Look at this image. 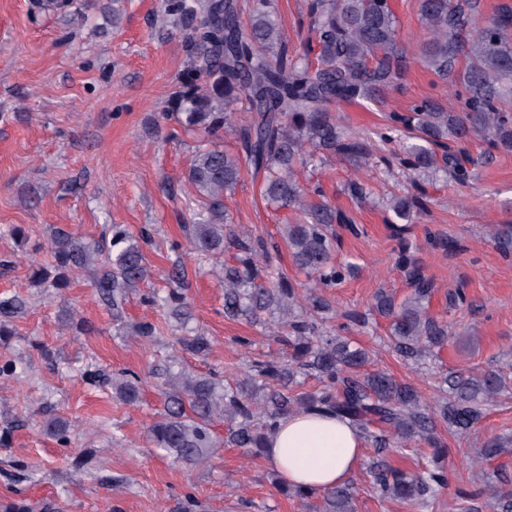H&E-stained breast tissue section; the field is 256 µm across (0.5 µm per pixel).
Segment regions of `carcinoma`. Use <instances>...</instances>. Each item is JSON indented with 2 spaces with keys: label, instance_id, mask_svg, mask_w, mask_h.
<instances>
[{
  "label": "carcinoma",
  "instance_id": "1",
  "mask_svg": "<svg viewBox=\"0 0 512 512\" xmlns=\"http://www.w3.org/2000/svg\"><path fill=\"white\" fill-rule=\"evenodd\" d=\"M418 7L428 39L415 57L400 41L390 0H310L311 36L303 51L294 53L275 20V0H249L246 16L240 0H162V11L181 34L185 54L163 117L185 133L203 135L183 176L197 205L194 221L183 225L185 240L199 266L212 262L210 272L224 285V317L261 326L289 350L288 359L254 361L243 378L224 383L213 374L173 372L178 355L204 356L211 345L198 330L174 337V354L161 372L164 409L148 436L175 461L209 462L216 447V420L227 426V441L255 454L280 418L329 413L357 428L379 454L369 474L382 499L424 507L448 485V450L437 424L458 434L469 432L512 379L492 369L467 376L442 374L437 381L440 396L429 404L412 382L367 370L368 352L327 325L336 311L323 291L339 285L351 270L335 261L336 227L355 234L357 226L327 202H307L297 172L319 153L371 158L366 145L337 122L331 107L397 85L416 59L446 80L464 53L463 87L455 98L458 111L430 99L417 100L406 112L388 113L377 133L381 145L410 171L416 187L440 172L460 183L472 176L473 160L453 152L452 142L480 138L486 160L501 148H512V113L502 106V81L512 80V11L505 8L484 21L452 0H419ZM227 131L237 136L235 154L224 151ZM244 168L262 175L261 196L268 204L300 214L298 223L284 225L282 240L241 234L224 209V198L235 193ZM414 208L406 197L389 204L402 221L394 230L410 294L399 301L380 291L372 305L389 321L387 346L408 364L429 360L448 344V322L428 311L436 285L410 254L413 243L405 238ZM110 232L111 239L92 246L54 229L48 261L33 269L36 284L66 288L70 276L92 269L99 299L120 313L129 291L150 275L143 250L149 233L136 236L121 224L112 225ZM283 245L311 281L302 302L288 273L274 262ZM185 279L184 265L176 263L168 272L173 287L149 297L166 318L180 324L191 317ZM26 309L27 298L21 294L0 297V337L14 335L12 323ZM81 375L111 389L125 404L140 400V380L133 373L112 376L87 367ZM308 376L317 378L321 387L295 392L298 378ZM257 390L263 392L260 399ZM45 428L68 443L66 419L51 417ZM411 441L434 449L424 469L407 472L382 457L387 449ZM509 447L512 436L496 437L472 462L497 512H512V489L491 484L480 466ZM284 492L305 502L321 498L318 512H356L350 483L317 493L292 487Z\"/></svg>",
  "mask_w": 512,
  "mask_h": 512
}]
</instances>
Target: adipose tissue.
Segmentation results:
<instances>
[{"label": "adipose tissue", "instance_id": "obj_1", "mask_svg": "<svg viewBox=\"0 0 512 512\" xmlns=\"http://www.w3.org/2000/svg\"><path fill=\"white\" fill-rule=\"evenodd\" d=\"M365 446L361 433L335 416L292 414L267 436L264 459L283 484L318 491L347 482Z\"/></svg>", "mask_w": 512, "mask_h": 512}]
</instances>
